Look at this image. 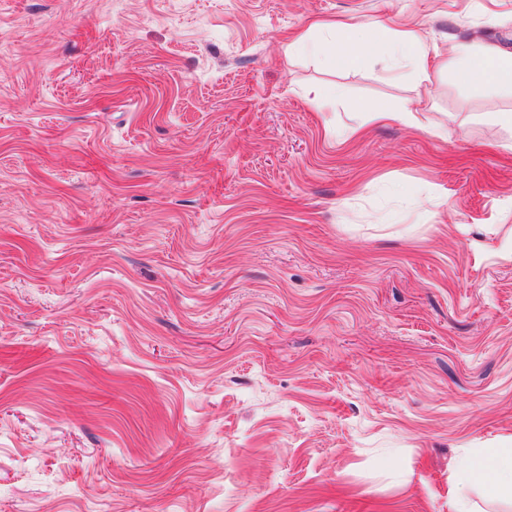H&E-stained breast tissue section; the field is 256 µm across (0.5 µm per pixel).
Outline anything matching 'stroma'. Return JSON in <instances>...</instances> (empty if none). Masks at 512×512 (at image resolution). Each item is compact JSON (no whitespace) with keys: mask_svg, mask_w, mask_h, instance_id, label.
Wrapping results in <instances>:
<instances>
[{"mask_svg":"<svg viewBox=\"0 0 512 512\" xmlns=\"http://www.w3.org/2000/svg\"><path fill=\"white\" fill-rule=\"evenodd\" d=\"M384 21L512 50V0H0V512H448L512 445V87L288 49ZM417 112H424L421 109L414 108H406L401 112L389 111L385 108L376 109L374 112H368L370 120L381 122V123H390V122H407L413 125H416L421 128H428V125L424 123V118L419 116ZM477 483L488 498L512 501V448L461 457L448 488V512H476L471 492Z\"/></svg>","mask_w":512,"mask_h":512,"instance_id":"1","label":"stroma"}]
</instances>
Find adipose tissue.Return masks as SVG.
Returning a JSON list of instances; mask_svg holds the SVG:
<instances>
[{"label":"adipose tissue","mask_w":512,"mask_h":512,"mask_svg":"<svg viewBox=\"0 0 512 512\" xmlns=\"http://www.w3.org/2000/svg\"><path fill=\"white\" fill-rule=\"evenodd\" d=\"M451 52L467 60L471 82L512 86V51L496 46L457 45ZM478 483L488 498L512 501V448L461 457L448 488V512H475L471 492Z\"/></svg>","instance_id":"adipose-tissue-1"}]
</instances>
